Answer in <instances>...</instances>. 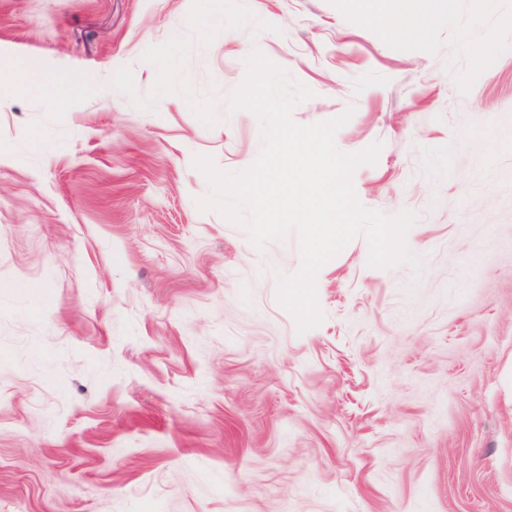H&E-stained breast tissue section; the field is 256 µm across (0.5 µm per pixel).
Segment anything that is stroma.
I'll use <instances>...</instances> for the list:
<instances>
[{
	"instance_id": "35a3bbf8",
	"label": "stroma",
	"mask_w": 512,
	"mask_h": 512,
	"mask_svg": "<svg viewBox=\"0 0 512 512\" xmlns=\"http://www.w3.org/2000/svg\"><path fill=\"white\" fill-rule=\"evenodd\" d=\"M380 9L0 0V512H512V0L402 47ZM255 49L313 91L297 123L382 142L361 205L419 215L420 281L355 238L303 334L296 234L197 205L195 156L260 151L227 109Z\"/></svg>"
}]
</instances>
